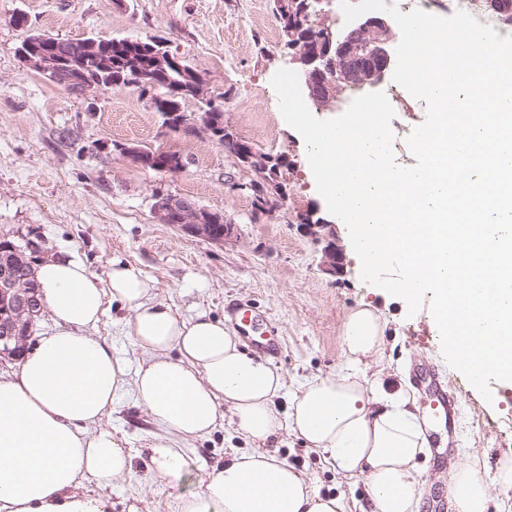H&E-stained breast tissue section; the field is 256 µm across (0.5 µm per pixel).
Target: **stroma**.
Returning <instances> with one entry per match:
<instances>
[{
    "label": "stroma",
    "mask_w": 512,
    "mask_h": 512,
    "mask_svg": "<svg viewBox=\"0 0 512 512\" xmlns=\"http://www.w3.org/2000/svg\"><path fill=\"white\" fill-rule=\"evenodd\" d=\"M19 12L28 26L14 24ZM34 29L72 42L164 40L200 73L207 97L239 137L260 152L287 157L285 200L272 215L256 214L251 197L229 188L243 175L223 145L202 132L165 133L160 114L138 91L94 87L75 94L26 67L17 50ZM285 42L273 0H0V235L41 240L48 258H79L103 288L113 261L127 263L152 279L156 298L185 319L202 311L223 319L226 302H250L280 328L282 353L270 364L292 392L305 378L333 374L344 363V321L366 304L380 315L386 336L385 359L368 361L367 375L405 382L412 364H436L449 391L468 388L442 355L429 308L409 313L400 298L361 281L349 231L329 215L309 178L306 145L282 117L271 85L277 70L297 67ZM425 118V101L412 96L395 111L397 165L415 164L406 139ZM124 145L178 152L184 167L160 173L134 164L121 153ZM159 193L225 214L233 237L217 246L158 223L152 205ZM310 210L328 220L345 255L340 274L324 270L322 243L298 226L299 215ZM129 317L105 303L95 333L134 368L142 354ZM493 406L487 420L460 399L446 439L453 449L448 467L434 469L427 455L419 461L422 498L447 489L450 465L475 458L492 482L499 461L512 458V403L499 395ZM102 425L134 457V477L103 490L112 512H177L180 496L195 490L199 478L148 480L145 410L125 396ZM260 447L225 419L187 452L208 467ZM261 448L303 472L321 494L342 496L345 512H371L364 480L340 473L321 451L285 432ZM490 491L502 512H512L511 488L492 482Z\"/></svg>",
    "instance_id": "obj_1"
}]
</instances>
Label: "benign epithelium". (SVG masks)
Masks as SVG:
<instances>
[{"instance_id":"benign-epithelium-1","label":"benign epithelium","mask_w":512,"mask_h":512,"mask_svg":"<svg viewBox=\"0 0 512 512\" xmlns=\"http://www.w3.org/2000/svg\"><path fill=\"white\" fill-rule=\"evenodd\" d=\"M296 2L300 3L299 11H293L284 18L286 47L292 50V59L303 65L302 91L310 98L320 96L319 109L332 110L337 107L339 94L336 87L341 82L354 81L365 90L372 91L386 80L396 63L394 34L387 20L367 12L353 20L345 31L324 25L311 38L300 33L298 20L319 12L320 6L331 0ZM37 43L38 40L32 36L26 40L24 49L19 51L24 63L53 79L65 70L71 71L67 79V87L71 91L83 92L96 86V83L82 76L81 67L89 62L105 73L112 71L110 53L106 50V41L102 39L73 42L64 54L41 51L35 48ZM163 47V42L155 40L143 49L148 70L165 75L166 68H176L182 78L175 85L177 92L209 103L203 97L199 73L193 68L184 69L179 58L164 52ZM161 115L163 125L173 132H203L209 135L212 128L224 127V143L238 144V150L232 156L252 181L248 188L258 200L259 213L266 215L285 200L287 190L279 171L288 166L287 159L261 153L239 138L224 118V113L218 110L202 112L192 118L179 109L171 111L166 107ZM121 151L143 167L153 166L154 155L141 148L123 146ZM153 211L159 223L175 224L186 234L217 245L224 244L234 229V224L225 216L174 195L156 196ZM298 222L305 233L317 241L321 240L320 230L325 228V224L313 219V213L299 215ZM218 224L222 228L217 233L215 227ZM10 246L17 258L29 253L34 259L40 254L39 244L27 237L21 242L10 243ZM322 253L324 270L334 275L343 271L345 256L333 243H327ZM12 267L13 263L0 257V364L21 359L44 311L39 289L19 287Z\"/></svg>"}]
</instances>
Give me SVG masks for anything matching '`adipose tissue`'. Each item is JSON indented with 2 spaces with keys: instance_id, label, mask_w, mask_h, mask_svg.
<instances>
[{
  "instance_id": "obj_1",
  "label": "adipose tissue",
  "mask_w": 512,
  "mask_h": 512,
  "mask_svg": "<svg viewBox=\"0 0 512 512\" xmlns=\"http://www.w3.org/2000/svg\"><path fill=\"white\" fill-rule=\"evenodd\" d=\"M36 279L56 325L27 351L19 374L0 379V512H111L103 488L132 478L130 453L101 421L114 401L132 394L145 407L152 480L193 473L189 443L209 436L227 407L238 431L267 442L289 431L360 476L374 512H418V460L428 440L406 386L385 389L359 365L385 349V326L372 307L344 323L345 363L316 376L290 397L287 415L275 399L282 374L247 355L223 320H186L154 297L152 281L114 264L108 288L77 258L39 263ZM130 314L129 330L144 355L136 372L93 336L105 299ZM95 482L99 493L85 491ZM457 512H490L493 497L476 463L451 471ZM179 512H345L340 497L320 494L293 466L262 452L234 454L207 470Z\"/></svg>"
}]
</instances>
